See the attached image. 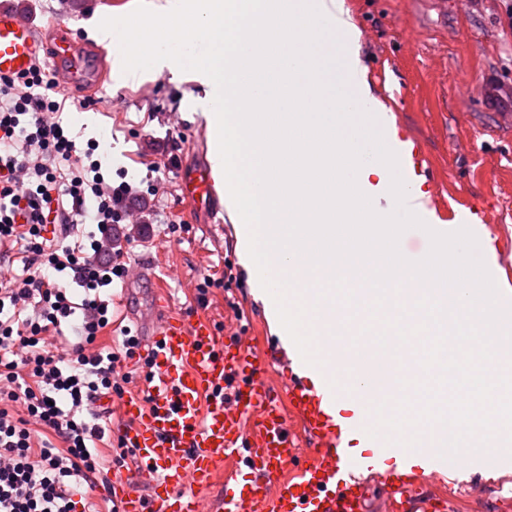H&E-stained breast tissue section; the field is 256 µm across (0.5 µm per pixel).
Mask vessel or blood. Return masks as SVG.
Masks as SVG:
<instances>
[{"label": "vessel or blood", "instance_id": "obj_1", "mask_svg": "<svg viewBox=\"0 0 512 512\" xmlns=\"http://www.w3.org/2000/svg\"><path fill=\"white\" fill-rule=\"evenodd\" d=\"M52 59L60 87L70 95L89 91L106 70V54L85 51L63 26L38 30L12 0H0V75L28 72L40 58ZM192 209L218 213L212 165L201 160L181 175ZM154 285L155 315L125 303L141 349L155 364L141 392L120 408L122 436L135 454L137 492L114 484L117 512H208L200 493L213 479L233 484L219 512H366V480L380 478L390 512H451L453 504L431 502L403 474L388 469L393 447L386 438H366L361 417L344 416L340 393L326 366H306L288 380V399L263 383L265 360L234 336L219 335L203 318L190 319L170 306L152 267L139 263L136 282ZM297 418L313 448L300 460L289 424Z\"/></svg>", "mask_w": 512, "mask_h": 512}]
</instances>
